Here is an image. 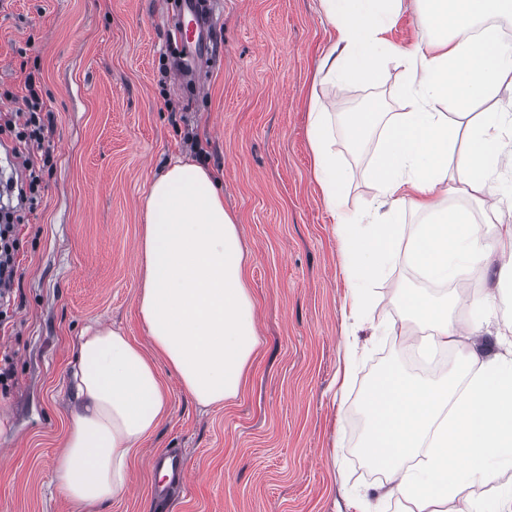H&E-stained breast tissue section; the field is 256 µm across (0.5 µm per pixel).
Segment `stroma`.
I'll return each mask as SVG.
<instances>
[{
	"label": "stroma",
	"mask_w": 512,
	"mask_h": 512,
	"mask_svg": "<svg viewBox=\"0 0 512 512\" xmlns=\"http://www.w3.org/2000/svg\"><path fill=\"white\" fill-rule=\"evenodd\" d=\"M172 0H0V113L22 107L34 77L47 105L38 202L17 226L13 305L0 320V512H78L57 490L72 416L70 376L82 333L122 330L143 350L136 245L152 181L177 160L210 169L238 218L260 347L240 393L198 406L160 366L169 412L130 465L129 488L100 512H354L347 488L379 477L358 446L359 399L383 368L407 363L394 288L420 286L398 260L373 302L343 405V251L312 171L311 98L352 110L380 99L402 111L403 66L345 84L316 79L335 33L321 0H209L211 54L188 88L176 74ZM344 207L360 219L376 148L353 152ZM177 455L187 486L164 496L152 459Z\"/></svg>",
	"instance_id": "stroma-1"
}]
</instances>
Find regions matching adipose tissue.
<instances>
[{
	"label": "adipose tissue",
	"instance_id": "adipose-tissue-1",
	"mask_svg": "<svg viewBox=\"0 0 512 512\" xmlns=\"http://www.w3.org/2000/svg\"><path fill=\"white\" fill-rule=\"evenodd\" d=\"M414 2L424 31L401 48L386 35L403 0H322L337 34L319 65L325 77L375 74L390 57L408 75L403 111L388 115L377 104L343 115L351 145L378 138L369 171L373 237L365 243L354 238L355 219L342 208L350 175L331 148L332 115L319 100L310 103L314 174L336 222L350 288L342 314L343 372L355 367L370 285L396 256L448 285L442 299L401 286L391 302L403 314L400 335L409 345L425 354L458 350L454 372L439 382L397 369L380 373L361 398L366 432L360 450L383 475V497L399 512H512L511 485L489 501L466 494L495 481L492 458L512 460V350L460 351L462 338L479 330L476 313L489 297L458 287L467 269L494 252L501 260L499 285H512V225H500L489 238L473 215L498 212L490 181L499 167L512 169V150L504 151L499 140L500 130L512 127V113L473 111L502 86L512 87V44L484 25L492 17L512 18V0ZM454 193L463 205L449 204ZM408 210L425 216L409 237L399 223ZM138 257V314L154 356L120 331L99 328L82 337L72 374L75 410L56 472L64 496L86 512H98L126 490L132 452L168 412L159 364L207 407L239 394L260 345L238 226L206 167L180 161L153 180ZM420 453L425 461L413 468Z\"/></svg>",
	"mask_w": 512,
	"mask_h": 512
}]
</instances>
